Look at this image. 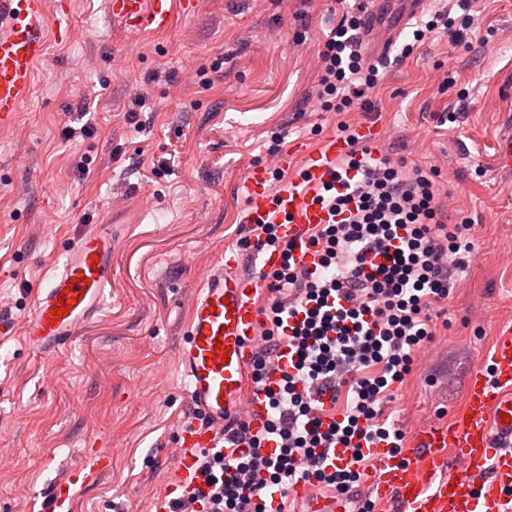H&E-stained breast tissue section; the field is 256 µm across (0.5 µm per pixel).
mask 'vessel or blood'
Wrapping results in <instances>:
<instances>
[{"mask_svg":"<svg viewBox=\"0 0 512 512\" xmlns=\"http://www.w3.org/2000/svg\"><path fill=\"white\" fill-rule=\"evenodd\" d=\"M423 0H369L363 33L374 54H384L397 29L384 18L395 10L417 14ZM107 13L127 30L153 35L170 30L179 16L194 11L195 0H106ZM61 20H49L45 0H0V125L11 124L27 102L37 66L44 60L49 36H68ZM352 139L323 138L305 150L303 176L290 185L276 184L274 170L293 159L282 152L271 163L251 166L242 181L245 221L274 225L295 257L316 268L320 257L309 245L311 234L335 216L320 201L325 183L351 156L355 144L379 142L380 128L358 123ZM239 256L224 259L205 274L191 306L187 339L179 350L188 397L195 416L180 432L174 478L154 502V512H204L197 496L206 484L199 452L224 445L227 424L244 420L261 429L267 418L264 392L248 386L249 370L261 328L255 297L266 283L259 275L238 272ZM112 293V227L96 224L66 254L52 281L37 294L24 325V338L36 353L51 355L93 319ZM68 301V315L52 311ZM227 349L226 362L213 360L215 348ZM361 472L377 502L394 512H512V324H502L486 359L472 371L464 403L447 421L418 425L402 453L380 442L368 450ZM111 463L94 455L89 468L70 475L50 493L44 512H73V488L94 480ZM307 512H349L345 500L316 493L306 483L292 486Z\"/></svg>","mask_w":512,"mask_h":512,"instance_id":"obj_1","label":"vessel or blood"}]
</instances>
